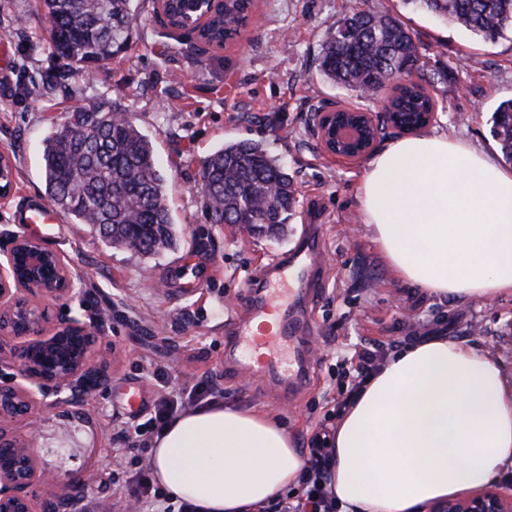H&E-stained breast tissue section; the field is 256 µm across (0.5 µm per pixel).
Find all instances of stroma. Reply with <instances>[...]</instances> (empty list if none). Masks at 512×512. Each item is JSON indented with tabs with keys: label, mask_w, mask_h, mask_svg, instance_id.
<instances>
[{
	"label": "stroma",
	"mask_w": 512,
	"mask_h": 512,
	"mask_svg": "<svg viewBox=\"0 0 512 512\" xmlns=\"http://www.w3.org/2000/svg\"><path fill=\"white\" fill-rule=\"evenodd\" d=\"M353 0H255L236 43L195 51L163 26L156 0H133L128 49L94 76L52 56L42 38L50 20L40 0H0V154L15 180L0 203V235H30L58 252L72 295L46 300L49 319L65 311L110 322L94 347L104 382L81 406L43 410L35 433L23 421L42 468L77 477L85 512H121V486L137 468L128 431L154 413L161 390L185 397L187 386L216 378L225 402L281 420L302 445L357 382L362 347L385 356L417 336L470 338L512 375V297L491 302L432 298L400 282L363 227L358 185L364 164L329 160L313 132V115L340 105L378 111L319 75L315 58L326 28ZM402 17L426 47L424 71L435 79L436 120L445 135L500 157L491 114L512 99V34L485 42L453 23L408 10L402 0H368ZM116 103L147 134L166 178L165 199L179 230L176 250L153 257L112 248L86 224H22V202L46 201L45 139L77 106ZM249 138L281 159L297 185L299 205L278 237H249L232 224L209 223L199 163L224 142ZM321 218L327 273L309 310L313 368L296 396L258 378L224 373V321L246 296L255 268L290 249L305 224ZM480 335H471L472 326ZM141 402L129 408L125 392ZM121 466H113L115 449Z\"/></svg>",
	"instance_id": "obj_1"
}]
</instances>
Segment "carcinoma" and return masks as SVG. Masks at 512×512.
<instances>
[{
	"mask_svg": "<svg viewBox=\"0 0 512 512\" xmlns=\"http://www.w3.org/2000/svg\"><path fill=\"white\" fill-rule=\"evenodd\" d=\"M133 0H42L51 27L44 44L52 55L87 71L100 69L127 49L134 21ZM404 4L470 33L495 40L512 33V0H403ZM254 0H224L198 38L231 44L247 27ZM174 21L189 12L188 0H165ZM422 43L390 11L351 5L330 27L316 57L318 72L360 98L386 87L383 111L408 120L433 111L425 84L403 85L421 57ZM94 117L87 119L85 113ZM492 136L505 162L512 164V99L493 111ZM46 195L75 224H93L104 242L141 255H156L175 244V225L165 203L164 177L147 134L123 117L115 104L100 102L72 110L67 123L44 145ZM200 169L205 209L212 224L248 219L253 227L274 233L283 229L297 205L288 169L263 144L240 140L207 156Z\"/></svg>",
	"mask_w": 512,
	"mask_h": 512,
	"instance_id": "carcinoma-1",
	"label": "carcinoma"
}]
</instances>
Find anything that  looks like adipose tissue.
Instances as JSON below:
<instances>
[{
    "instance_id": "obj_1",
    "label": "adipose tissue",
    "mask_w": 512,
    "mask_h": 512,
    "mask_svg": "<svg viewBox=\"0 0 512 512\" xmlns=\"http://www.w3.org/2000/svg\"><path fill=\"white\" fill-rule=\"evenodd\" d=\"M373 242L427 295L512 296V171L445 136L377 154L358 190ZM330 486L346 512H426L512 468V380L465 339L427 336L371 371L336 420ZM155 483L196 512H257L306 454L278 419L213 400L155 436Z\"/></svg>"
}]
</instances>
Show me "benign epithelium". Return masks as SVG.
<instances>
[{"label": "benign epithelium", "instance_id": "7a95c632", "mask_svg": "<svg viewBox=\"0 0 512 512\" xmlns=\"http://www.w3.org/2000/svg\"><path fill=\"white\" fill-rule=\"evenodd\" d=\"M384 129L411 134L383 112L319 114L322 151L351 164L370 156ZM5 258L6 263L0 262V335L19 344L8 347L0 340V376L6 369L13 371L0 383V512H51L58 503L68 512H80L81 494L74 484L63 485L54 473L40 468L29 443L5 423L21 418L33 428L40 410L84 401L101 381L102 371L91 355L107 323L67 315L49 324L41 302L67 296L73 288L61 257L39 240L11 236ZM39 486L52 489L49 497L37 498ZM429 512H512V492L487 487L436 503Z\"/></svg>", "mask_w": 512, "mask_h": 512}]
</instances>
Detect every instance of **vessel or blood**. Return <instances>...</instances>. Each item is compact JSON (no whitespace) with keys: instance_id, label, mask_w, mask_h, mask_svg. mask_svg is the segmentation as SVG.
Segmentation results:
<instances>
[{"instance_id":"vessel-or-blood-1","label":"vessel or blood","mask_w":512,"mask_h":512,"mask_svg":"<svg viewBox=\"0 0 512 512\" xmlns=\"http://www.w3.org/2000/svg\"><path fill=\"white\" fill-rule=\"evenodd\" d=\"M322 250L320 236L312 230L291 253L260 267L243 309L229 319L240 354L237 367L284 389L304 380L309 366L301 346L309 328L306 310L314 298L312 289L324 275ZM270 316L274 327L256 330V323Z\"/></svg>"}]
</instances>
